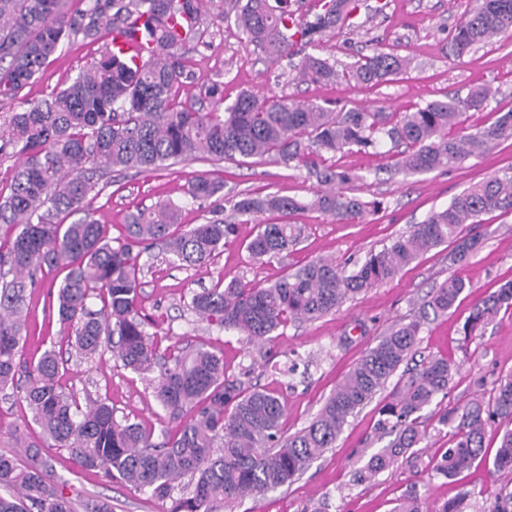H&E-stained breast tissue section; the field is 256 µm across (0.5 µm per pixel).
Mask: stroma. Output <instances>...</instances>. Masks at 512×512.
<instances>
[{"mask_svg":"<svg viewBox=\"0 0 512 512\" xmlns=\"http://www.w3.org/2000/svg\"><path fill=\"white\" fill-rule=\"evenodd\" d=\"M476 5L475 0H359L350 27L326 34L318 55L351 62L369 54L375 45L396 48L410 56L413 67L397 80L365 87L352 83L334 86L294 81L293 68L305 49L295 46L292 56L271 61L246 47L233 21L222 20L224 0H202L199 33L186 46L184 56L193 77L175 85L177 101L210 108L206 86L219 85L225 101L240 91L259 97L276 95L336 109H374L401 113L436 99L465 98L470 87L491 85L496 94L484 108L466 111L464 124L480 127L493 122L498 113L512 110V38L500 36L471 49L463 61L448 53V33ZM82 39L66 41L61 51L45 64L23 91L25 98L40 100L69 84L80 67L106 47ZM327 164L359 176L351 194L369 201H383L384 208L367 213L353 224H339L319 211L307 209L290 216L304 233L286 264L253 262L244 247L254 226L238 220L225 209L224 200L191 199L188 185L203 175L264 195L276 193L301 200L311 199L317 189L315 177L305 168L284 167L269 160L236 158L220 163L189 159L164 171L134 170L113 173L108 183L98 184L91 215L104 224L109 236H117L129 212L162 201L178 205L177 222L182 228L220 216L237 227V240L204 266H179L161 249L140 258L144 266L141 313L149 320L148 331L158 348L179 341L202 343L224 357L227 374L252 368V382L279 393L287 404L283 419L285 434H292L316 416L325 399L356 359L392 326L419 315L433 288L455 275L469 282L471 290L458 300L455 312L425 321L419 336V355L447 357L458 367L454 383L444 401L453 407L477 394H490L498 376L512 372V311H503L474 336L463 337L459 327L472 304L512 279V213L484 215L472 231L481 245L462 266L448 263V245L429 250L392 281L379 284L344 302L336 312L311 322L288 325L264 348L257 349L232 332L199 321L189 308L194 291L211 286L217 277L263 285L279 279L287 267L320 256L356 261L379 249L397 234L434 210L444 207L465 188L512 169V138L478 154L464 165L447 171L404 177L391 173V158L385 154L349 152L327 156ZM62 274L46 275L41 286L27 297L28 324L38 337L27 350L39 357L45 350L39 336L57 337L60 324L46 325L45 310L51 285L60 284ZM67 391L80 401L104 399L114 409L118 422H135L154 436L175 434L177 422L169 420L148 379L115 366L112 359H72L62 379ZM375 404H368L344 427L335 448L314 461L289 486L238 503L234 512H312L317 503L327 512H391L397 499L417 492L425 507L434 512L460 492H469L467 512H488L499 494L512 490V473L497 469L492 459L508 422L488 427L484 445L486 462L461 471L452 478L436 476L433 467L450 447L446 428L438 424L434 409H427L422 428V448L401 458L373 480L357 484L352 472L384 447L373 432ZM53 475L64 484L73 501L89 496L109 498L112 512H166L169 503L107 480L98 472L77 468L65 448L44 451Z\"/></svg>","mask_w":512,"mask_h":512,"instance_id":"stroma-1","label":"stroma"}]
</instances>
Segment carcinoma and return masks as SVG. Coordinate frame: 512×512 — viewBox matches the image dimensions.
Wrapping results in <instances>:
<instances>
[{
  "label": "carcinoma",
  "mask_w": 512,
  "mask_h": 512,
  "mask_svg": "<svg viewBox=\"0 0 512 512\" xmlns=\"http://www.w3.org/2000/svg\"><path fill=\"white\" fill-rule=\"evenodd\" d=\"M77 8L67 7L68 2ZM200 0H0V107L11 109L0 124V155L22 157L9 175V195L0 203V390L12 389L32 418L21 416L10 435L17 438L35 423L44 442L70 450L83 469H97L109 480L158 499H171L168 512H219L247 497L276 491L296 480L336 440L348 419L384 389L399 368L413 360L423 318L400 322L379 337L336 385L314 419L285 435L286 408L271 390L252 386L245 377L228 378L224 359L205 345L174 342L161 353L139 312L143 266L140 254L161 247L182 266L210 263L234 239L236 225L210 219L176 230L177 206L160 202L127 215L119 236L84 212L89 194L103 172L160 170L190 157L220 162L236 157H271L288 167H304L323 189L304 203L269 193L254 196L235 186L200 176L188 193L208 200L224 193V202L248 218L265 212L288 216L308 207L339 224H349L384 202L364 201L342 191L360 176L321 164L322 154L377 151L390 145L394 167L404 174L455 168L478 152L512 138V111L487 126H463V109H479L496 94L489 85L470 89L463 102L433 100L392 120L384 112L335 111L319 104L259 98L243 91L229 104L218 85L206 88L214 99L204 111L175 102L172 90L185 72L182 48L196 36L183 37L174 24L187 13L199 19ZM311 18L295 19L293 0H232L224 17L234 15L246 46L266 57L292 55L300 44L317 49L328 32L342 30L358 0H317ZM155 24L141 27L157 58L136 65L105 49L70 84L42 100H23L22 90L70 37L95 41L103 32L134 25L140 16ZM512 35V0H477L458 22L450 51L459 58L498 35ZM412 59L376 47L350 63L306 54L294 79L336 84L355 81L379 85L410 69ZM512 212V171L495 174L456 195L430 213L408 234L370 251L352 268L332 257L312 259L267 286L218 276L209 288L192 294L190 308L220 329L235 331L250 345L269 342L288 324L318 319L344 301L394 279L425 252L449 243L450 265H463L480 238L464 232L481 216ZM84 213L70 224L62 214ZM302 228L288 222L255 225L245 249L257 262L282 261L294 251ZM139 248L133 253V248ZM66 275L57 288V315L64 334L38 360L27 357L29 339L25 302L29 289L46 270ZM469 284L452 276L433 289L428 306L436 316L451 311ZM102 307L94 310L90 300ZM512 309V280L478 301L465 320L469 337L501 310ZM150 378L155 398L178 435L152 436L138 423L116 421L106 400L81 406L61 384L70 358H103ZM457 366L430 356L401 374L378 408L375 433L389 443L354 472L364 482L388 470L425 439L423 412L448 397ZM496 420L512 422V372L498 377L493 396H475L438 415L452 446L434 467L438 476H454L486 459L484 435ZM42 444L24 445V459L0 454V512H75L74 501L53 478ZM494 465L512 471V429L503 433ZM189 476L191 491L171 498L174 483ZM82 512H112L101 497L81 501ZM393 512H426L410 493Z\"/></svg>",
  "instance_id": "cac0c4a2"
}]
</instances>
